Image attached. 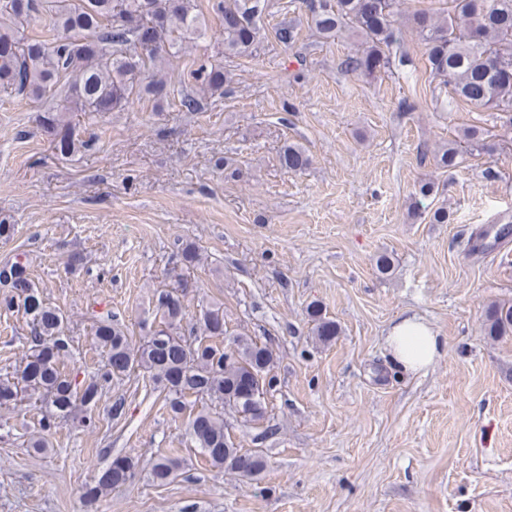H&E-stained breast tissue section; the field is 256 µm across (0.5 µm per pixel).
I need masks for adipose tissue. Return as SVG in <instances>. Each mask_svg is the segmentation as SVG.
I'll return each mask as SVG.
<instances>
[{"mask_svg":"<svg viewBox=\"0 0 512 512\" xmlns=\"http://www.w3.org/2000/svg\"><path fill=\"white\" fill-rule=\"evenodd\" d=\"M386 346L392 365L415 375L434 364L445 342L428 323L415 316L401 314L388 329Z\"/></svg>","mask_w":512,"mask_h":512,"instance_id":"ef3b65f1","label":"adipose tissue"}]
</instances>
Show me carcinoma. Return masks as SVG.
<instances>
[{"label":"carcinoma","instance_id":"cac0c4a2","mask_svg":"<svg viewBox=\"0 0 512 512\" xmlns=\"http://www.w3.org/2000/svg\"><path fill=\"white\" fill-rule=\"evenodd\" d=\"M302 3L322 37L347 31L360 39L357 52L343 62L346 71L371 79L411 63L396 37L400 0ZM268 7V0L212 3L224 29L221 55H253ZM39 13L48 20L47 33L29 36L26 28ZM412 23L426 46L430 75L448 90L450 99L495 112L512 128V0H449L445 13L419 11L412 15ZM206 39L199 0H0V90L46 99L47 106L38 115L41 135L66 157L94 144L90 138H78L70 114L112 112L134 95L167 99L170 91L159 64ZM192 76L197 88L181 93L179 106L184 112H201L205 95L221 90L227 75L223 63L203 60ZM463 149H485L484 133L476 127L466 129L463 142L434 153L435 165L456 167ZM281 164L289 172H300L309 166L310 157L301 146L289 144ZM174 279L175 287L156 290L161 322L138 345L112 323V313L97 316L93 336L102 365L96 375L81 379L69 366L74 339L67 334L68 320L39 292L26 255L18 253L0 265V304L21 310L29 328L28 353L20 369L0 374V406L40 403L39 428L28 447L46 450L48 436L77 406H96L106 384L138 371L163 395L172 419L187 417L186 435L212 467L247 480L264 471L262 451L230 440L224 394L241 397L244 425L263 427V439L273 435L276 427L268 399L276 387V352L270 342L247 335L226 338L224 308L217 302L188 317L184 300L192 284L181 273ZM308 315L317 341L331 343L338 334L336 322L316 305L309 307ZM484 333L495 339L511 335L512 305H490ZM179 470L180 460L172 455H160L144 465L117 456L87 496L95 498L142 471L164 483Z\"/></svg>","mask_w":512,"mask_h":512}]
</instances>
